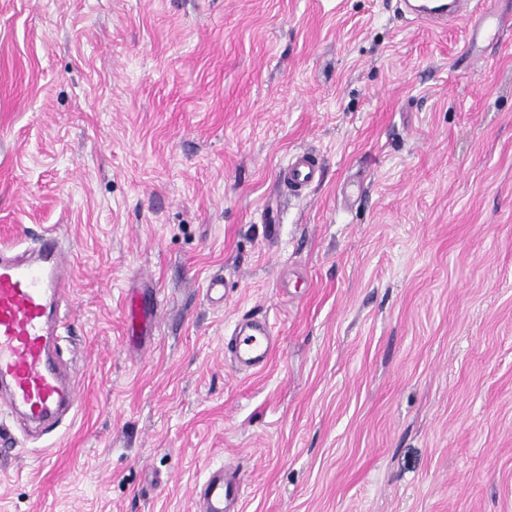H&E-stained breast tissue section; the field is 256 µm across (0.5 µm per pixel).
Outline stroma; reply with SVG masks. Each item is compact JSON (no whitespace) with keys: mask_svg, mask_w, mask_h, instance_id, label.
<instances>
[{"mask_svg":"<svg viewBox=\"0 0 512 512\" xmlns=\"http://www.w3.org/2000/svg\"><path fill=\"white\" fill-rule=\"evenodd\" d=\"M466 31L402 0H0V244L71 247L79 387L49 429L0 406V512H197L220 465L245 512H512V30L477 59ZM298 149L325 173L295 196ZM250 314L256 373L224 354ZM322 178V158L316 153L304 150L290 154L287 164L278 171L279 182L288 186V190L294 195H301L320 183ZM224 346L231 351L240 369L258 372L264 369L274 352V342L265 318L245 317L238 323Z\"/></svg>","mask_w":512,"mask_h":512,"instance_id":"stroma-1","label":"stroma"}]
</instances>
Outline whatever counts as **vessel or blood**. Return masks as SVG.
Here are the masks:
<instances>
[{
  "label": "vessel or blood",
  "instance_id": "1",
  "mask_svg": "<svg viewBox=\"0 0 512 512\" xmlns=\"http://www.w3.org/2000/svg\"><path fill=\"white\" fill-rule=\"evenodd\" d=\"M472 0H450L430 10L416 9L418 21L443 24L467 20V42H500L512 22L495 10L472 13ZM323 178L318 154L297 151L278 171V180L299 195ZM71 253L56 231H44L35 248L16 254L0 250V404L8 406L30 424L55 423L60 412L71 411L78 398V384L65 375L49 354L50 342L63 326L61 303L70 286ZM225 346L236 365L257 372L274 352L266 319L243 318ZM198 512H245V484L231 467L212 470L194 486Z\"/></svg>",
  "mask_w": 512,
  "mask_h": 512
}]
</instances>
